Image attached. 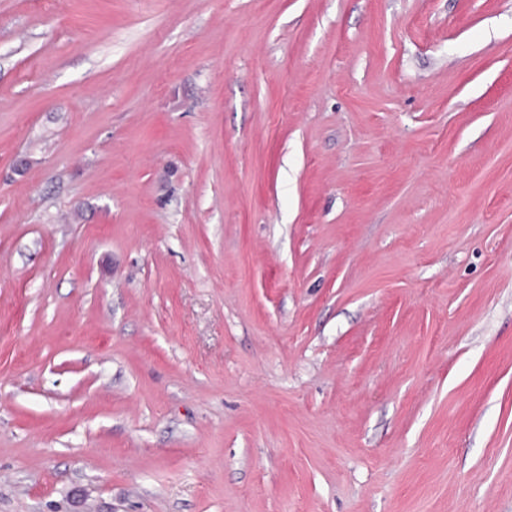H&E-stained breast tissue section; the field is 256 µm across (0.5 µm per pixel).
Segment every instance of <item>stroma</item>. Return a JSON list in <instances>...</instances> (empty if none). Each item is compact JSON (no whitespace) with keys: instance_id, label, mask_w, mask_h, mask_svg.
<instances>
[{"instance_id":"1","label":"stroma","mask_w":512,"mask_h":512,"mask_svg":"<svg viewBox=\"0 0 512 512\" xmlns=\"http://www.w3.org/2000/svg\"><path fill=\"white\" fill-rule=\"evenodd\" d=\"M0 512H512V0H0Z\"/></svg>"}]
</instances>
